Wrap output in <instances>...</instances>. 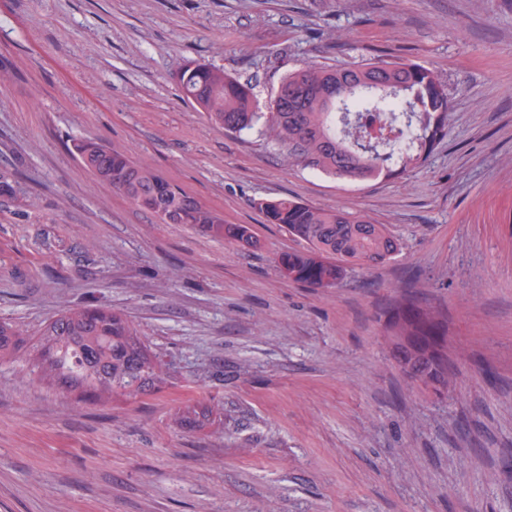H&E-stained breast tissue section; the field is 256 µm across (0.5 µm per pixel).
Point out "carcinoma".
<instances>
[{
	"instance_id": "1",
	"label": "carcinoma",
	"mask_w": 512,
	"mask_h": 512,
	"mask_svg": "<svg viewBox=\"0 0 512 512\" xmlns=\"http://www.w3.org/2000/svg\"><path fill=\"white\" fill-rule=\"evenodd\" d=\"M176 80L183 96L224 131L241 135L260 125L284 158L348 181L401 176L424 163L448 135L451 105L445 85L434 70L413 62L379 59L341 68L306 64L282 78L264 112L254 87L221 69L188 62ZM88 150L96 153L87 168L94 180L156 220L188 224L240 249H260L251 225L224 223L200 200L159 172L136 165L123 151L102 152L92 138L72 140L73 154ZM258 208L267 223L307 244L303 251L279 255L276 267L309 288H335L354 266L385 263L402 249L386 225L340 208L290 197L262 200ZM418 307L411 288L386 311L389 324L402 323L416 344L446 335L444 314L428 310L421 317ZM16 336L11 324L0 321V355L15 350ZM412 344H394V357L407 377H422L435 390L448 386V362L416 354ZM39 364L63 390L92 398L142 387L156 370L133 323L101 306L72 309L52 320Z\"/></svg>"
}]
</instances>
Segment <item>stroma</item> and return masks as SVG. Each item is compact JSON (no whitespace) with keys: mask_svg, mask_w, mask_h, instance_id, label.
Listing matches in <instances>:
<instances>
[{"mask_svg":"<svg viewBox=\"0 0 512 512\" xmlns=\"http://www.w3.org/2000/svg\"><path fill=\"white\" fill-rule=\"evenodd\" d=\"M436 70L448 136L398 179L284 160L181 98L186 61L255 86L373 58ZM0 512H512V0H0ZM90 137L249 224L241 251L93 181ZM295 197L387 224L392 261L338 288L276 268L302 243L254 203ZM448 318V387L397 366L383 315L408 273ZM125 313L160 373L82 400L41 369L46 325ZM492 367L487 382L482 367Z\"/></svg>","mask_w":512,"mask_h":512,"instance_id":"35a3bbf8","label":"stroma"}]
</instances>
